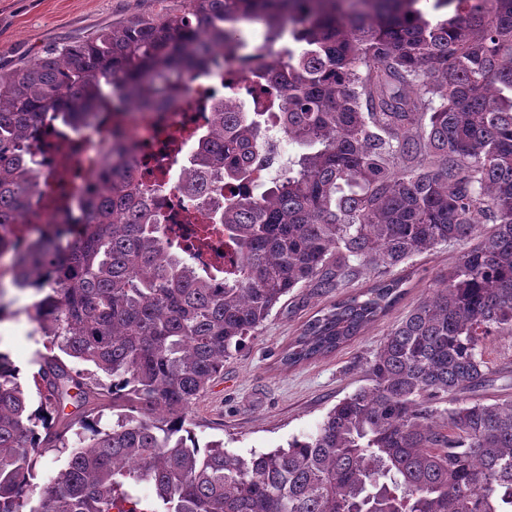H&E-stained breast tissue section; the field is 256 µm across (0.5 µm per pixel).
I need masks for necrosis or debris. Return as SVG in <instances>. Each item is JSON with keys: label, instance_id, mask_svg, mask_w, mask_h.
Listing matches in <instances>:
<instances>
[{"label": "necrosis or debris", "instance_id": "necrosis-or-debris-1", "mask_svg": "<svg viewBox=\"0 0 512 512\" xmlns=\"http://www.w3.org/2000/svg\"><path fill=\"white\" fill-rule=\"evenodd\" d=\"M250 70L243 57L225 58L213 72L192 82L189 90L178 93L172 109L160 112L124 104L120 111L98 117L90 138L69 128L41 127L36 134L42 145L37 157L39 188L28 201L23 222L11 226L12 236L22 241L62 222V214L48 205V195L63 194L73 201L82 198L103 167L108 146L121 137L132 149L138 180L161 189L159 217L169 246L190 254L201 272L223 266V230L213 229L204 241L195 238L190 225L206 223V216L168 185L174 165L209 128L213 106L226 93L245 94L255 112L263 111L273 98L271 88L257 87L250 80Z\"/></svg>", "mask_w": 512, "mask_h": 512}]
</instances>
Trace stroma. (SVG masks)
Segmentation results:
<instances>
[{"instance_id":"1","label":"stroma","mask_w":512,"mask_h":512,"mask_svg":"<svg viewBox=\"0 0 512 512\" xmlns=\"http://www.w3.org/2000/svg\"><path fill=\"white\" fill-rule=\"evenodd\" d=\"M178 5L179 0H0V70L34 61L49 46L83 41L133 16H152ZM458 252V246L441 244L406 261L397 272L407 277V292L385 317L335 354L284 370L277 364L278 353L304 321L336 299L332 290L294 289L195 402L190 418L199 441H220L246 454L314 432L330 408L365 385L366 366L388 330L427 294L436 273L450 267ZM28 302L27 294H20L14 318L0 323V351L19 367V380L35 407L40 396L33 359L46 338L29 320ZM484 357L494 381L489 395L512 396V335L488 337Z\"/></svg>"}]
</instances>
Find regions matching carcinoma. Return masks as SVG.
Wrapping results in <instances>:
<instances>
[{
  "label": "carcinoma",
  "mask_w": 512,
  "mask_h": 512,
  "mask_svg": "<svg viewBox=\"0 0 512 512\" xmlns=\"http://www.w3.org/2000/svg\"><path fill=\"white\" fill-rule=\"evenodd\" d=\"M423 2L180 0L0 72V255L50 337L33 411L0 353V512H512V399L468 397L489 382L483 339L512 334V0H433L441 21ZM250 24L253 54H275L251 78L278 88L280 131L305 152L211 212L224 285L167 248L159 190L123 145L79 200L78 235L7 236L38 187L34 127L82 130L118 98L163 106ZM286 32L299 49L274 52ZM260 136L259 113L217 102L173 189L253 178ZM445 243L453 265L313 433L247 456L199 444L192 405L289 293L374 278L302 324L279 358L294 367L384 317L406 281L394 269ZM97 388L115 419L81 422L70 446L65 408ZM52 448L68 460L41 483Z\"/></svg>",
  "instance_id": "1"
}]
</instances>
